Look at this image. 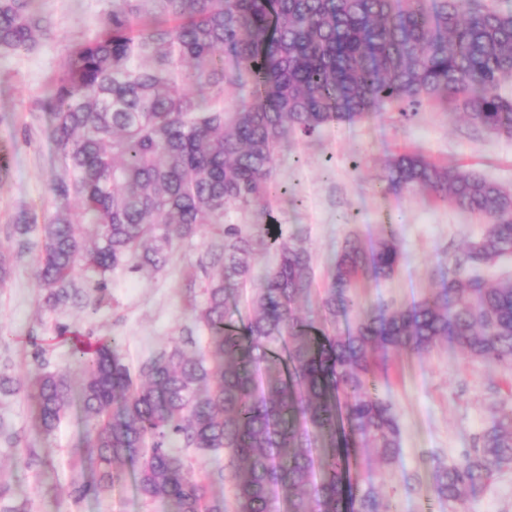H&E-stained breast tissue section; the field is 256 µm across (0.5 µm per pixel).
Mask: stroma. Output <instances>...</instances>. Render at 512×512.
<instances>
[{
	"mask_svg": "<svg viewBox=\"0 0 512 512\" xmlns=\"http://www.w3.org/2000/svg\"><path fill=\"white\" fill-rule=\"evenodd\" d=\"M111 2L36 0L37 10L52 22L50 35L32 51L0 53V152L9 157V169L0 176V251L12 260L11 275L0 287V364L8 363L10 374L23 383L42 371L77 377L70 344L59 333L63 325L85 335L119 337L123 361L133 370L174 345L193 350L206 342L191 306L200 302L206 282L198 257L205 247L222 242L220 230L206 227L182 241L161 271L115 272L103 299L87 273L77 271L84 299L61 309L46 305L38 285L37 234L21 243L12 233L21 214L41 224L60 206L53 184L62 164L51 118L39 102L70 49L100 32ZM406 150L451 169L481 172L512 188V139L437 105L424 106L409 123L387 109L369 119L329 124L311 137L290 133L278 153L277 187L267 214L230 210L224 219L249 233L276 220L285 236L309 250L315 288L302 307L309 317L319 315V297L345 238L376 241L388 222L395 226L405 258L392 277L362 281L361 302L405 305L427 297L437 286V266L478 237L483 223L418 191H384L385 164ZM378 388L399 417L401 455L389 468L362 456L354 472L360 481L396 494L400 512H448L431 488L433 462L459 458L483 429L488 405L512 401V370L470 359L443 344L424 355L395 357L380 375ZM84 442L78 407H71L46 436L35 428L32 406L24 396L0 398V483L10 488L5 505L23 504L28 512H68L67 491L80 476L72 461ZM33 448L41 463H32ZM413 474L420 480L412 492H405L403 479ZM466 508L512 512V471L500 473ZM84 512H173V507L162 501L142 504L130 487L119 486L86 503Z\"/></svg>",
	"mask_w": 512,
	"mask_h": 512,
	"instance_id": "stroma-1",
	"label": "stroma"
}]
</instances>
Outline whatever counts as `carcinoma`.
I'll return each mask as SVG.
<instances>
[{
	"instance_id": "obj_1",
	"label": "carcinoma",
	"mask_w": 512,
	"mask_h": 512,
	"mask_svg": "<svg viewBox=\"0 0 512 512\" xmlns=\"http://www.w3.org/2000/svg\"><path fill=\"white\" fill-rule=\"evenodd\" d=\"M35 0H0V53L29 52L48 36ZM497 0H112L103 32L70 50L40 108L51 114L64 176L63 206L41 227L37 279L45 302L82 298L80 267L106 288L115 270L158 271L172 249L205 224L224 225V246L198 265L211 271L193 306L208 343L175 346L132 374L109 336L70 337L82 378L85 461L90 479L71 482L84 503L132 482L144 503L167 499L176 512H394L396 500L355 480L350 461L372 450L390 467L401 452L378 372L391 355H421L442 343L468 358L512 369V190L483 175L450 170L418 153L383 172L385 189H415L478 215L482 235L448 259L439 288L405 307L366 308L355 291L404 259L393 225L365 246L345 242L320 301L309 251L263 224L247 234L224 212L263 205L277 151L290 131L312 136L397 109L406 122L432 102L512 139V12ZM228 86L248 98L228 106ZM278 254L256 275V246ZM246 317L229 321L243 290ZM347 328L336 332V321ZM24 394L36 427L50 435L70 409L72 386L45 371L15 384L0 371V395ZM224 453L215 475L197 457ZM512 470V409L495 405L473 445L432 473L448 512ZM220 482L233 499L217 495Z\"/></svg>"
}]
</instances>
